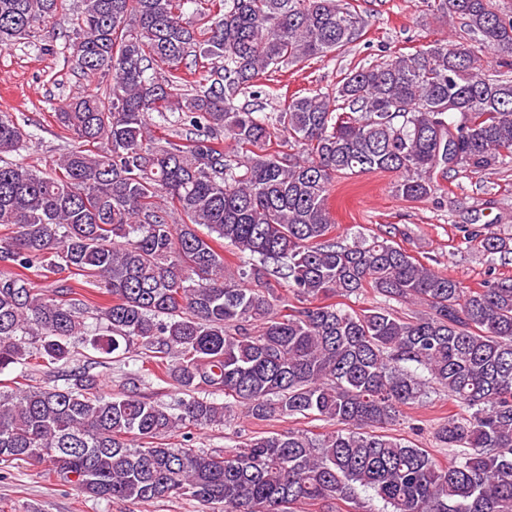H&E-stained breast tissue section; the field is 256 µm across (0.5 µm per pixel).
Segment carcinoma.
Listing matches in <instances>:
<instances>
[{"label":"carcinoma","mask_w":512,"mask_h":512,"mask_svg":"<svg viewBox=\"0 0 512 512\" xmlns=\"http://www.w3.org/2000/svg\"><path fill=\"white\" fill-rule=\"evenodd\" d=\"M58 2L0 0V48L39 40ZM188 2L81 0L68 61L112 86L59 102L76 145L54 168L11 159L31 134L0 112V373L63 376L0 391V462L98 499L184 496L224 512H298L360 491L387 512H512V278L465 287L389 231L339 242L328 206L340 175L392 173L398 197L421 201L451 172L512 164V76L479 57L512 51V16L494 0H437L440 17L463 20V41L352 70L332 94L256 116L234 106L241 91L268 69L345 49L361 18L344 0H224L200 28ZM191 56L212 67L186 87ZM156 117L169 137L150 133ZM278 131L307 157L268 152ZM466 233L487 254L512 253L484 227ZM223 244L240 260L234 275ZM33 271L86 280L39 290ZM282 281L295 303L275 294ZM368 288L372 308L333 301ZM92 293L109 300L93 308ZM402 305L423 311L407 318ZM92 308L107 335L89 336ZM80 336L142 365L107 391L69 368ZM151 376L183 394L176 407L138 393ZM432 385L465 411L434 432L455 457L445 467L388 433ZM217 392L221 403L208 398ZM241 412L313 415L336 430L257 435L224 452L164 443Z\"/></svg>","instance_id":"1"}]
</instances>
